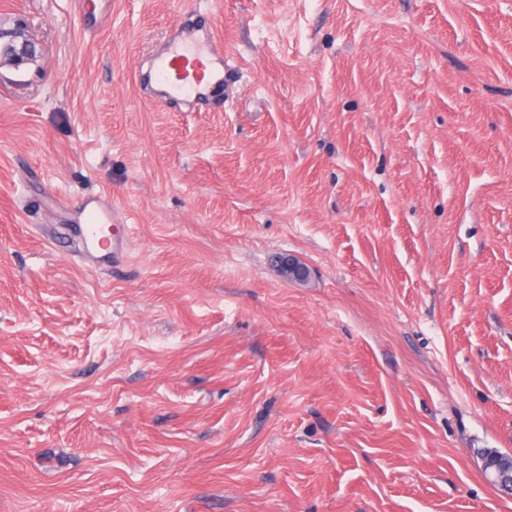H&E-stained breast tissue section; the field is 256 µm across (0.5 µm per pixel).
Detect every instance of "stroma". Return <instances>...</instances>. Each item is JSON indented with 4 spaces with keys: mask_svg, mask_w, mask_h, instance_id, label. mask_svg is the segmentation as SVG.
<instances>
[{
    "mask_svg": "<svg viewBox=\"0 0 512 512\" xmlns=\"http://www.w3.org/2000/svg\"><path fill=\"white\" fill-rule=\"evenodd\" d=\"M0 512H512V0H0ZM214 33L191 112L140 71ZM112 206L85 253L65 205ZM306 263L297 284L278 256ZM26 31L24 23H17L9 30L0 29V65L2 60L15 67L35 60L36 46L27 38ZM482 461L488 481L501 492L506 491L512 496V453L489 451Z\"/></svg>",
    "mask_w": 512,
    "mask_h": 512,
    "instance_id": "1",
    "label": "stroma"
}]
</instances>
